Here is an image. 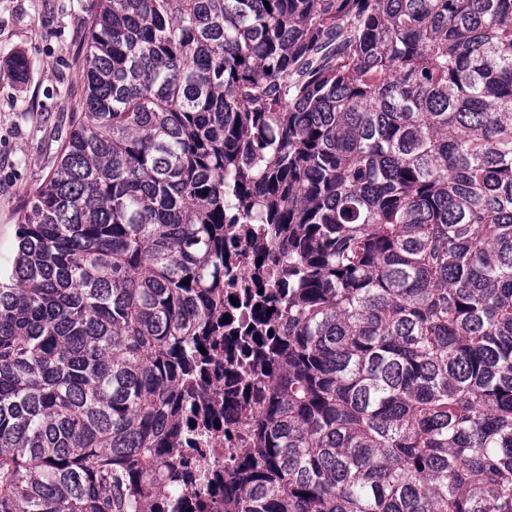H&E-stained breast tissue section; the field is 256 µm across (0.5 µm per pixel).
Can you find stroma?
<instances>
[{
    "label": "stroma",
    "mask_w": 512,
    "mask_h": 512,
    "mask_svg": "<svg viewBox=\"0 0 512 512\" xmlns=\"http://www.w3.org/2000/svg\"><path fill=\"white\" fill-rule=\"evenodd\" d=\"M95 0H0V274L17 249L18 218L55 167L83 93L80 61ZM24 56L25 78L12 61Z\"/></svg>",
    "instance_id": "stroma-1"
}]
</instances>
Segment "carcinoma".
I'll return each mask as SVG.
<instances>
[{"instance_id":"1","label":"carcinoma","mask_w":512,"mask_h":512,"mask_svg":"<svg viewBox=\"0 0 512 512\" xmlns=\"http://www.w3.org/2000/svg\"><path fill=\"white\" fill-rule=\"evenodd\" d=\"M82 74L0 277V512H168L232 224L285 290L224 512H512V0H98Z\"/></svg>"}]
</instances>
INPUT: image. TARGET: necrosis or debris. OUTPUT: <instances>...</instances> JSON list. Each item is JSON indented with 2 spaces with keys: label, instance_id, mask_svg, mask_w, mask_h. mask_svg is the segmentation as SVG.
Instances as JSON below:
<instances>
[{
  "label": "necrosis or debris",
  "instance_id": "necrosis-or-debris-1",
  "mask_svg": "<svg viewBox=\"0 0 512 512\" xmlns=\"http://www.w3.org/2000/svg\"><path fill=\"white\" fill-rule=\"evenodd\" d=\"M261 225H241L230 257L224 294L229 301L225 313L245 323L250 310L233 305L244 288L254 287L258 278H272V266L256 267L251 255L261 242ZM208 373L194 386V404L189 417L196 425L194 435L174 440L177 456L187 460L191 480L175 484L172 506L175 512H224V475L234 459L246 448L250 429L259 412L258 404H244L234 393L235 376L252 372L249 363L240 362L237 349L227 347L221 337H214L209 350Z\"/></svg>",
  "mask_w": 512,
  "mask_h": 512
}]
</instances>
